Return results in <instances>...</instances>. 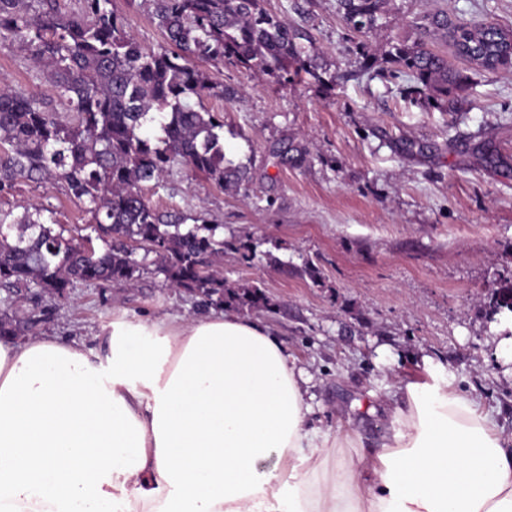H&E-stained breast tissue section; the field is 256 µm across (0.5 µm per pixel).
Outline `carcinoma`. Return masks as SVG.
<instances>
[{
    "label": "carcinoma",
    "instance_id": "obj_1",
    "mask_svg": "<svg viewBox=\"0 0 512 512\" xmlns=\"http://www.w3.org/2000/svg\"><path fill=\"white\" fill-rule=\"evenodd\" d=\"M152 18L170 47L155 52L127 30L111 0H75L63 13L57 0H0V38L39 64L55 100L0 87V191L21 182L66 184L90 214L99 246L64 236L32 204L19 217L0 210V286L63 296L74 283L131 284L152 264L175 288L209 304L268 308L256 286L224 287L215 269L237 246L208 224L184 227L164 217L144 190L157 186L182 162L220 188L239 187L247 167L224 152V123L205 109L202 96L216 90L198 62L237 65L249 71L304 72L320 79L303 58L305 29L268 13L261 0H149ZM355 32L372 28L383 0H336ZM420 38L389 51L386 74L414 81L415 101L465 98L471 76L448 64L425 39H450L457 56L476 70H512V30L470 22L448 25L444 13L415 22ZM158 125L161 136L145 129ZM142 258H136L137 251Z\"/></svg>",
    "mask_w": 512,
    "mask_h": 512
}]
</instances>
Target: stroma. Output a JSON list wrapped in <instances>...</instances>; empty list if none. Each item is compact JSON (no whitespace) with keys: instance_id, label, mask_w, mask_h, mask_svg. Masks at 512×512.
Listing matches in <instances>:
<instances>
[{"instance_id":"1","label":"stroma","mask_w":512,"mask_h":512,"mask_svg":"<svg viewBox=\"0 0 512 512\" xmlns=\"http://www.w3.org/2000/svg\"><path fill=\"white\" fill-rule=\"evenodd\" d=\"M264 9L307 29L321 80H283L206 64L232 98L203 96L224 123L227 159L249 180L219 188L173 165L146 196L163 214L216 225L219 237L251 244L244 261L225 252L224 284L259 286L267 309L249 315L268 325L312 376L308 428L354 434L356 452L380 448L402 406L398 390L426 380L427 368L492 410L512 435V310L491 301L512 296V71L472 72L455 111L411 102L408 77L383 76L387 54L415 39V17L445 12L512 29V0H384L376 27L349 30L336 0H262ZM146 47L167 40L143 0H113ZM368 59L371 71L360 74ZM10 41L0 40V84L53 97L46 81ZM292 147L302 155L285 157ZM38 203L67 235H83L90 217L60 182L22 184L0 193V209L20 216ZM313 262L318 280L287 275ZM17 322L20 342L56 337L101 351L98 332L123 312L187 320L213 312L200 297L172 287L155 267L134 286L75 284L62 297L38 288H0V311Z\"/></svg>"}]
</instances>
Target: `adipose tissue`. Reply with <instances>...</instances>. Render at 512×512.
Here are the masks:
<instances>
[{"label":"adipose tissue","mask_w":512,"mask_h":512,"mask_svg":"<svg viewBox=\"0 0 512 512\" xmlns=\"http://www.w3.org/2000/svg\"><path fill=\"white\" fill-rule=\"evenodd\" d=\"M99 338H0V512H512V437L438 371L348 457L260 320L121 314Z\"/></svg>","instance_id":"obj_1"}]
</instances>
